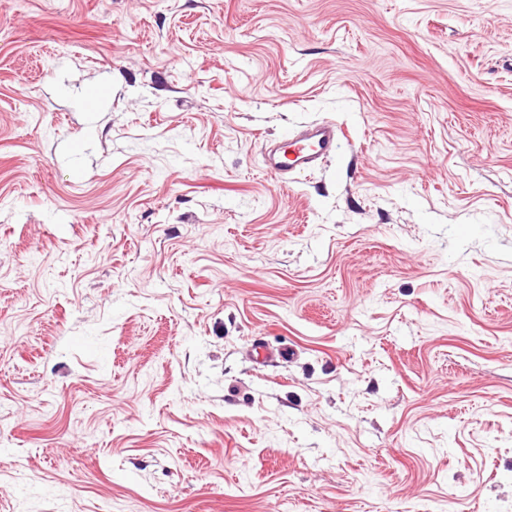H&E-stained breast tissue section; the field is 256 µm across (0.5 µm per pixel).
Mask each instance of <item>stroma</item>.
Segmentation results:
<instances>
[{"label":"stroma","mask_w":512,"mask_h":512,"mask_svg":"<svg viewBox=\"0 0 512 512\" xmlns=\"http://www.w3.org/2000/svg\"><path fill=\"white\" fill-rule=\"evenodd\" d=\"M0 512H512V0H0ZM338 135L336 125L330 122L286 130L279 139L264 144L263 168L281 179L312 171L322 160L335 154Z\"/></svg>","instance_id":"stroma-1"}]
</instances>
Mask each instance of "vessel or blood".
I'll return each instance as SVG.
<instances>
[{
  "instance_id": "vessel-or-blood-1",
  "label": "vessel or blood",
  "mask_w": 512,
  "mask_h": 512,
  "mask_svg": "<svg viewBox=\"0 0 512 512\" xmlns=\"http://www.w3.org/2000/svg\"><path fill=\"white\" fill-rule=\"evenodd\" d=\"M338 129L330 122H320L285 131L279 139L263 146L262 163L267 173L287 178L293 173L309 172L335 154Z\"/></svg>"
}]
</instances>
